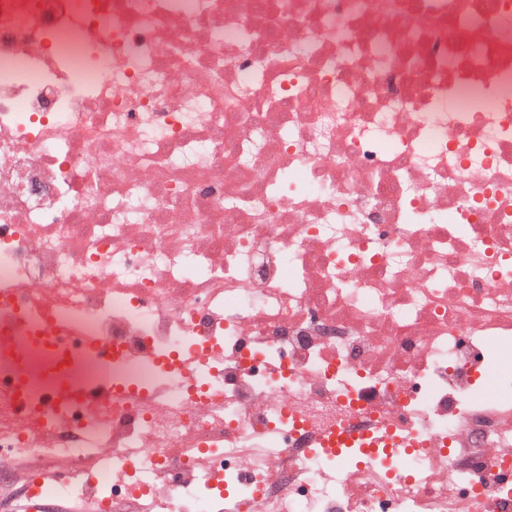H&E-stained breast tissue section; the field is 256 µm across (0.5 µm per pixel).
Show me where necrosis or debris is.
<instances>
[{
	"label": "necrosis or debris",
	"instance_id": "1",
	"mask_svg": "<svg viewBox=\"0 0 512 512\" xmlns=\"http://www.w3.org/2000/svg\"><path fill=\"white\" fill-rule=\"evenodd\" d=\"M80 504L512 512V0H0V512Z\"/></svg>",
	"mask_w": 512,
	"mask_h": 512
}]
</instances>
